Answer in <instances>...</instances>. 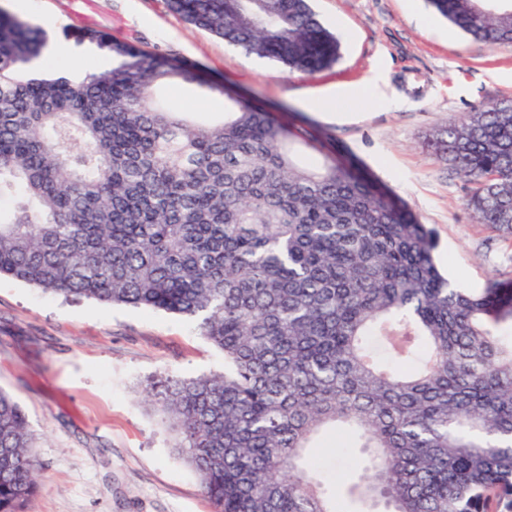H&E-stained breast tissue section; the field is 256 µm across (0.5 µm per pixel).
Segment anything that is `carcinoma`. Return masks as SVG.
Returning a JSON list of instances; mask_svg holds the SVG:
<instances>
[{"instance_id":"obj_1","label":"carcinoma","mask_w":512,"mask_h":512,"mask_svg":"<svg viewBox=\"0 0 512 512\" xmlns=\"http://www.w3.org/2000/svg\"><path fill=\"white\" fill-rule=\"evenodd\" d=\"M473 39L512 44V0H427ZM291 73L340 41L309 0H168ZM112 67L31 76L47 37L0 11V276L64 298L182 315L224 372L146 394L217 512H338L308 456L349 432L366 512H512V279L454 287L433 233L352 154L238 97L191 123L161 86L224 87L106 34ZM436 153L476 221L512 234V101L448 120ZM33 437L0 392V512L38 488Z\"/></svg>"}]
</instances>
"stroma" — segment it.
Returning a JSON list of instances; mask_svg holds the SVG:
<instances>
[{
  "mask_svg": "<svg viewBox=\"0 0 512 512\" xmlns=\"http://www.w3.org/2000/svg\"><path fill=\"white\" fill-rule=\"evenodd\" d=\"M22 17L48 18L68 46L52 57L65 72L110 67L86 31L195 65L292 129L328 133L325 152L346 147L433 231L435 258L449 281L471 292L512 275V236L475 223L466 184L428 142L448 119L483 103L512 100V44L460 33L424 0H314L343 42L341 60L306 75L224 43L169 10L167 0H28ZM342 89L355 98L333 114L309 100ZM200 123L224 117V98L194 85L157 92ZM224 354L194 323L145 308L67 301L0 278V390L23 408L39 464L26 512H214L195 470L173 448L143 388L155 376L220 373ZM316 454L322 476L356 512V478L333 435Z\"/></svg>",
  "mask_w": 512,
  "mask_h": 512,
  "instance_id": "35a3bbf8",
  "label": "stroma"
}]
</instances>
